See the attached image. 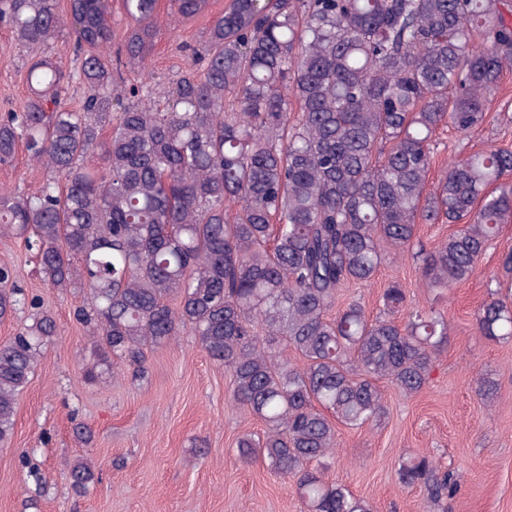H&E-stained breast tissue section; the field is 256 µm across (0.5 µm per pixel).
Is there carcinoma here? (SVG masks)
I'll list each match as a JSON object with an SVG mask.
<instances>
[{
    "instance_id": "1",
    "label": "carcinoma",
    "mask_w": 512,
    "mask_h": 512,
    "mask_svg": "<svg viewBox=\"0 0 512 512\" xmlns=\"http://www.w3.org/2000/svg\"><path fill=\"white\" fill-rule=\"evenodd\" d=\"M156 4L123 0L131 29L114 54L110 0H0L17 43L67 30L81 57L73 72L31 62L21 111L0 119V164L23 146L46 171L34 195L0 191V238L24 241L49 287L86 290V379L122 366L140 380L147 350L187 332L265 424L237 441L241 461L293 479L304 512H372L324 459L338 426L384 416V385L410 396L429 383L448 323L397 282L373 318L357 302L331 311L340 288L373 279L385 243L418 247L426 287L450 288L512 222V150L455 158L428 186L437 130L482 124L512 66V0H229L163 109L149 73L119 93L150 53ZM174 4L189 18L209 0ZM75 79L79 112L64 105ZM419 224L459 229L428 250ZM20 312L28 323L0 346V445L56 335L0 265V320ZM476 322L512 338V304L494 295ZM399 475L434 504L457 491L426 456ZM69 476L84 491L94 465Z\"/></svg>"
}]
</instances>
